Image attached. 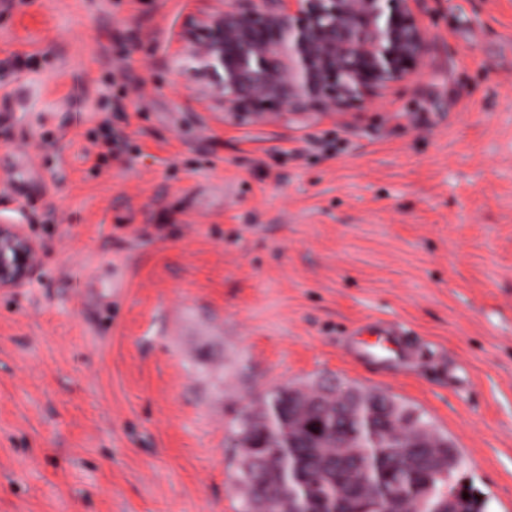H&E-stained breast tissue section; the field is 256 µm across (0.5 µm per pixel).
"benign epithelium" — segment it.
I'll return each mask as SVG.
<instances>
[{"instance_id": "obj_1", "label": "benign epithelium", "mask_w": 512, "mask_h": 512, "mask_svg": "<svg viewBox=\"0 0 512 512\" xmlns=\"http://www.w3.org/2000/svg\"><path fill=\"white\" fill-rule=\"evenodd\" d=\"M180 36L197 63V94L224 122L288 124L330 114L418 74L428 36L419 0H205ZM38 244L23 224L0 225V288L32 275ZM336 458L371 469L363 446L336 440Z\"/></svg>"}]
</instances>
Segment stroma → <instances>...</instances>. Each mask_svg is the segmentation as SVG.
Returning <instances> with one entry per match:
<instances>
[{
	"mask_svg": "<svg viewBox=\"0 0 512 512\" xmlns=\"http://www.w3.org/2000/svg\"><path fill=\"white\" fill-rule=\"evenodd\" d=\"M201 0L0 5V512H239L229 425L280 385L427 412L512 512V0H421L422 75L225 124L176 41ZM129 144L98 162L101 120ZM396 323L417 358L365 363ZM38 244L29 236L25 225H0V288H17L32 275V257Z\"/></svg>",
	"mask_w": 512,
	"mask_h": 512,
	"instance_id": "1",
	"label": "stroma"
}]
</instances>
